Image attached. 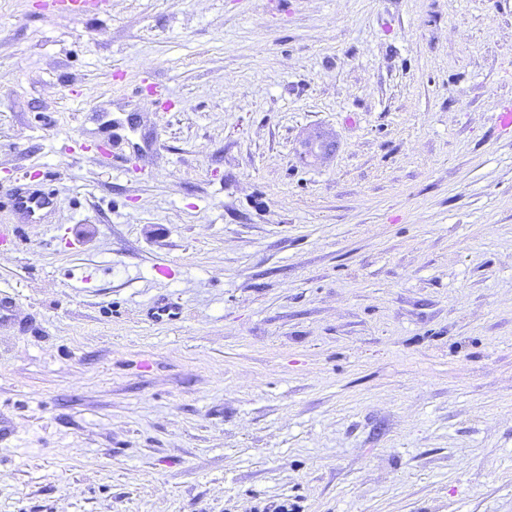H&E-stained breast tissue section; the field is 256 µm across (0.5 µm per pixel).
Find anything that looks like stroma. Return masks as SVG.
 <instances>
[{
    "label": "stroma",
    "instance_id": "1",
    "mask_svg": "<svg viewBox=\"0 0 512 512\" xmlns=\"http://www.w3.org/2000/svg\"><path fill=\"white\" fill-rule=\"evenodd\" d=\"M50 2L0 0V183L56 193L0 207V512H512V0ZM41 182L39 188H31L24 183L23 178H17L10 186H2L0 196L12 210L26 217L29 221H41L43 216L53 209L55 196L44 189L50 178L44 172H39Z\"/></svg>",
    "mask_w": 512,
    "mask_h": 512
}]
</instances>
